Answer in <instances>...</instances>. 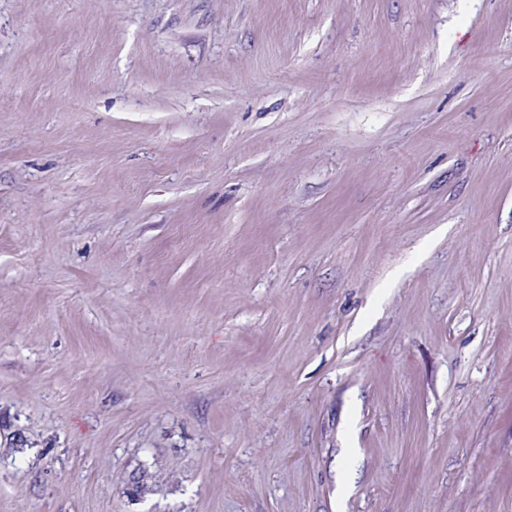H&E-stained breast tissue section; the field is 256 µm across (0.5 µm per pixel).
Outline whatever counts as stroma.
<instances>
[{
  "instance_id": "35a3bbf8",
  "label": "stroma",
  "mask_w": 512,
  "mask_h": 512,
  "mask_svg": "<svg viewBox=\"0 0 512 512\" xmlns=\"http://www.w3.org/2000/svg\"><path fill=\"white\" fill-rule=\"evenodd\" d=\"M0 512H512V0H0Z\"/></svg>"
}]
</instances>
